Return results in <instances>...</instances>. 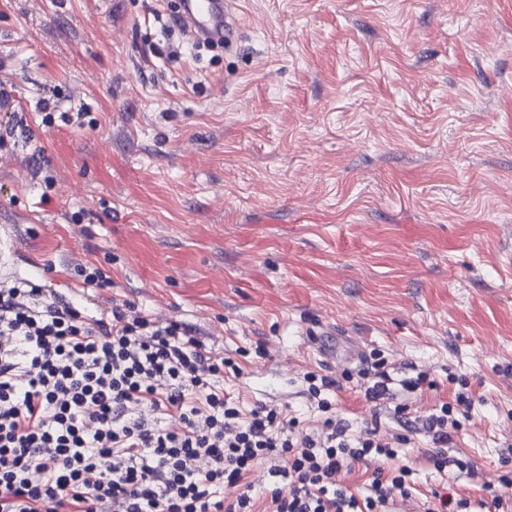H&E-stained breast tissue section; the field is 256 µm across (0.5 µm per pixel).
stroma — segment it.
Masks as SVG:
<instances>
[{"instance_id":"1","label":"stroma","mask_w":512,"mask_h":512,"mask_svg":"<svg viewBox=\"0 0 512 512\" xmlns=\"http://www.w3.org/2000/svg\"><path fill=\"white\" fill-rule=\"evenodd\" d=\"M171 0H0V87L26 135L0 152V279L77 297L95 264L127 299L241 358L243 409L380 350L391 398L334 394L353 431L414 428L405 512L430 490L484 499L512 473V0H240L200 50ZM96 128L45 126L36 110ZM43 167H36V159ZM269 355H252L256 342ZM430 372L415 393L402 379ZM468 383L437 472L423 418Z\"/></svg>"}]
</instances>
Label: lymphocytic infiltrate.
<instances>
[{
	"label": "lymphocytic infiltrate",
	"mask_w": 512,
	"mask_h": 512,
	"mask_svg": "<svg viewBox=\"0 0 512 512\" xmlns=\"http://www.w3.org/2000/svg\"><path fill=\"white\" fill-rule=\"evenodd\" d=\"M241 374L200 329L130 300L92 314L39 280H1L0 512H390L410 498L411 469L392 465L408 436L353 434L329 398L352 380L387 398L384 359L306 373L320 429L305 434L279 405L242 411L224 392ZM469 403L457 391L425 419L436 470L465 467L447 446ZM372 460L367 495L343 485ZM261 467L268 482L252 479Z\"/></svg>",
	"instance_id": "lymphocytic-infiltrate-1"
}]
</instances>
